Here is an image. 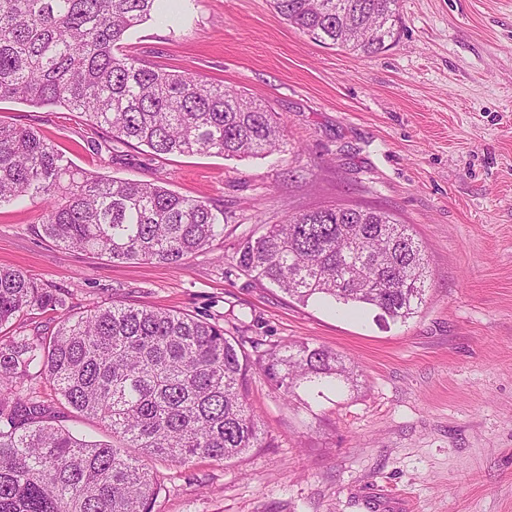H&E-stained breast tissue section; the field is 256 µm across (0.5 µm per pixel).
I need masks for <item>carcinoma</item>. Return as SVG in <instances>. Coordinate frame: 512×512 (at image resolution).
Here are the masks:
<instances>
[{
    "label": "carcinoma",
    "mask_w": 512,
    "mask_h": 512,
    "mask_svg": "<svg viewBox=\"0 0 512 512\" xmlns=\"http://www.w3.org/2000/svg\"><path fill=\"white\" fill-rule=\"evenodd\" d=\"M162 0H0V100L60 107L104 144L156 155L258 157L284 126L243 92L146 64L122 49ZM314 40L371 56L395 40L399 0H271ZM37 206L45 235L112 261L180 266L224 236L212 208L166 186L76 168L36 130L0 122V206ZM238 267L302 304L404 323L425 302L429 263L409 225L372 208L288 215L247 236ZM59 312L49 336L7 333L34 310ZM257 351L250 358L245 344ZM179 312L112 302L83 315L24 271L0 267V512H153L162 485L143 458L185 465L266 447L243 384L258 367L288 402L300 388L354 382V367L307 343L260 351ZM43 375L61 405L137 448L131 455L57 424L28 385Z\"/></svg>",
    "instance_id": "carcinoma-1"
}]
</instances>
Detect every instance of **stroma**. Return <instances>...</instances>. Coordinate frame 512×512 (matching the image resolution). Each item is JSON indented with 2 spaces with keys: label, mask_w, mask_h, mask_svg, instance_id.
I'll return each mask as SVG.
<instances>
[{
  "label": "stroma",
  "mask_w": 512,
  "mask_h": 512,
  "mask_svg": "<svg viewBox=\"0 0 512 512\" xmlns=\"http://www.w3.org/2000/svg\"><path fill=\"white\" fill-rule=\"evenodd\" d=\"M400 34L370 57L316 42L270 0H185L126 51L257 96L285 125L264 158L101 146L75 113L0 101L79 169L162 182L224 214L185 265L113 262L44 236L36 208L0 207V266L68 310H176L265 347L305 342L358 366L355 386L291 402L258 370L246 400L267 447L231 461L147 465L154 512H512V0H400ZM340 204L410 225L429 263L403 324L301 304L241 271L238 242L289 213Z\"/></svg>",
  "instance_id": "stroma-1"
}]
</instances>
